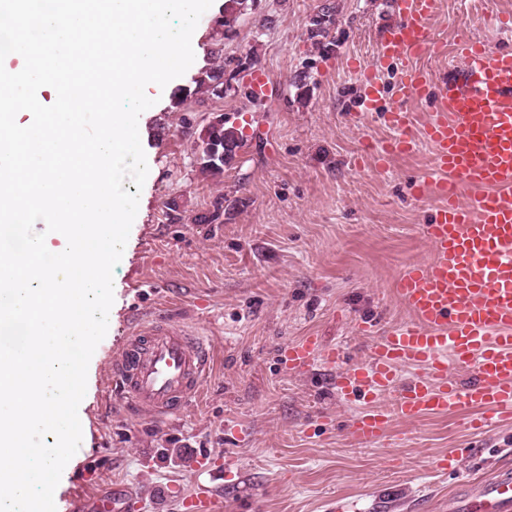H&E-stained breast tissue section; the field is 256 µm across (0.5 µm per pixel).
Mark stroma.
<instances>
[{
  "label": "stroma",
  "instance_id": "35a3bbf8",
  "mask_svg": "<svg viewBox=\"0 0 512 512\" xmlns=\"http://www.w3.org/2000/svg\"><path fill=\"white\" fill-rule=\"evenodd\" d=\"M331 2L336 49L323 55L310 37L322 0H259L228 39L213 25L225 0H213L196 27L190 68L166 87H147L156 100L141 130L149 173L143 188L126 186L140 194L137 218L78 407L83 447L62 472L56 512H70L78 475L85 494L121 485L139 512H182L203 456L234 462V477L222 483L224 512H455L471 478L493 473L512 449V425L473 435L457 414L397 418L392 444L359 443L348 431L351 410L336 396L335 371L282 365L283 346L306 336L343 346L347 361L364 360L372 336L408 319L394 282L430 257L422 226L438 205L416 195L417 181L430 174L429 146L382 158L392 130L377 113L356 114L361 88L349 61L385 88L396 80L376 55L395 0ZM508 12L512 0L476 8L441 0L431 26L446 46L464 32L493 48L512 44V27L497 23ZM219 43L225 59L247 58L264 70L277 96L259 106L241 96H192L174 107V91L192 86ZM302 71L310 79L299 90ZM209 112L232 123L250 117L242 148L217 180L192 163L190 135ZM220 194L237 207L221 223H198ZM170 201L180 221L167 216ZM156 314L204 333L212 366L202 402L183 416L130 417L98 395L110 357ZM363 321L373 323L372 336L360 335ZM228 421L246 425L249 441L227 440ZM445 456L454 463L444 470Z\"/></svg>",
  "mask_w": 512,
  "mask_h": 512
}]
</instances>
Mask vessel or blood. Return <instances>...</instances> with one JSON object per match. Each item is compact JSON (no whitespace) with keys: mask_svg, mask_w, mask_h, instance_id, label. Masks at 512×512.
Segmentation results:
<instances>
[{"mask_svg":"<svg viewBox=\"0 0 512 512\" xmlns=\"http://www.w3.org/2000/svg\"><path fill=\"white\" fill-rule=\"evenodd\" d=\"M397 17L383 32L377 55L398 77L392 105L374 73L356 69L363 112L380 113L393 135L386 156L408 154L418 141L432 152L434 177L418 182V195L438 198L422 231L429 260L409 267L396 292L411 318L384 335L371 336L364 361L347 366L344 352L309 336L281 351L286 369L339 368L338 399L355 410L351 435L379 444L391 420L430 414L468 413L466 427L483 433L493 422L512 420V49H490L462 37L456 43L459 69L443 86L417 69L419 59L445 52L430 21L438 0H396ZM429 101L432 112L415 127L408 105ZM211 365L205 337L172 328L163 317L130 336L109 363L108 392L119 393L131 415L176 417L202 393ZM417 366L418 374L402 371ZM467 371V380L454 378ZM392 401L379 406L380 398ZM123 495L82 501L80 512H122ZM214 486L197 484L184 512H221ZM456 512H512V471L471 485Z\"/></svg>","mask_w":512,"mask_h":512,"instance_id":"1","label":"vessel or blood"}]
</instances>
